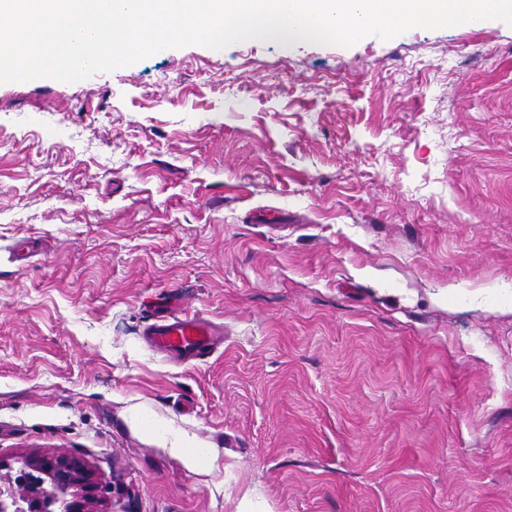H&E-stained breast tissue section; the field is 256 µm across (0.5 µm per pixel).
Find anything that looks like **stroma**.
Here are the masks:
<instances>
[{"mask_svg":"<svg viewBox=\"0 0 512 512\" xmlns=\"http://www.w3.org/2000/svg\"><path fill=\"white\" fill-rule=\"evenodd\" d=\"M511 290L502 21L0 84V472L93 512H512ZM154 311L145 328L147 342L175 363L202 359L224 342V326L202 315L176 311L164 301L156 302ZM30 467L41 472L47 478L48 487L43 488L41 496L28 499L29 503L35 499L43 502L46 498L50 502V506L61 501L62 512H90L87 505L93 499L94 487L79 462L66 455L38 456L25 462L24 468L19 471L17 476L16 489L2 490L0 488V512H46L47 508L43 506L39 510H20L22 501L28 497L24 480L20 476ZM5 494L11 499L13 511H8V505L2 500V496ZM68 496L71 497L70 500L67 499Z\"/></svg>","mask_w":512,"mask_h":512,"instance_id":"1","label":"stroma"}]
</instances>
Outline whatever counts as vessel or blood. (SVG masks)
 I'll return each instance as SVG.
<instances>
[{"mask_svg":"<svg viewBox=\"0 0 512 512\" xmlns=\"http://www.w3.org/2000/svg\"><path fill=\"white\" fill-rule=\"evenodd\" d=\"M146 329L148 344L169 360L183 364L202 359L224 341V327L199 314L176 311L171 303L154 306Z\"/></svg>","mask_w":512,"mask_h":512,"instance_id":"obj_1","label":"vessel or blood"}]
</instances>
